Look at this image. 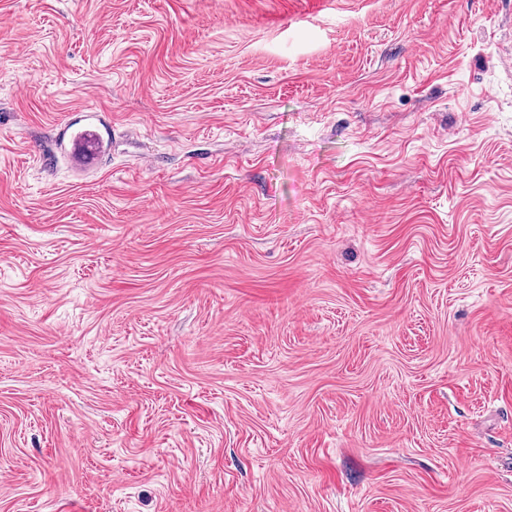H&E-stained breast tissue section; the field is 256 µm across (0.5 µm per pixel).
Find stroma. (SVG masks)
Wrapping results in <instances>:
<instances>
[{"mask_svg": "<svg viewBox=\"0 0 512 512\" xmlns=\"http://www.w3.org/2000/svg\"><path fill=\"white\" fill-rule=\"evenodd\" d=\"M0 512H512V0H0Z\"/></svg>", "mask_w": 512, "mask_h": 512, "instance_id": "stroma-1", "label": "stroma"}]
</instances>
